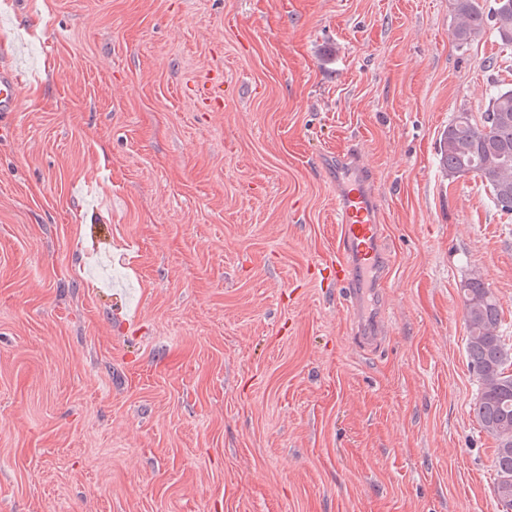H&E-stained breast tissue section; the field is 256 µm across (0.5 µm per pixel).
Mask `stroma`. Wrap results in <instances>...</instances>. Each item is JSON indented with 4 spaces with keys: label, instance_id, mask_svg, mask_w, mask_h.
I'll list each match as a JSON object with an SVG mask.
<instances>
[{
    "label": "stroma",
    "instance_id": "stroma-1",
    "mask_svg": "<svg viewBox=\"0 0 512 512\" xmlns=\"http://www.w3.org/2000/svg\"><path fill=\"white\" fill-rule=\"evenodd\" d=\"M454 24L449 0H0V512H501L460 286L482 274L512 345V216L437 142L512 52ZM348 147L391 256L369 348L322 170ZM21 98V82L17 71L8 66L0 67V115L17 112Z\"/></svg>",
    "mask_w": 512,
    "mask_h": 512
}]
</instances>
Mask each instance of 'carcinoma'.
Masks as SVG:
<instances>
[{
    "label": "carcinoma",
    "mask_w": 512,
    "mask_h": 512,
    "mask_svg": "<svg viewBox=\"0 0 512 512\" xmlns=\"http://www.w3.org/2000/svg\"><path fill=\"white\" fill-rule=\"evenodd\" d=\"M457 22L452 39L465 46L491 32L498 44L512 48V0H495L485 10L482 0H453ZM488 104L480 120L457 113L444 128L438 143V165L448 176L470 174L488 188L495 207L512 214V87L491 82L485 90ZM467 328L468 366L479 382L472 411L481 429L496 442L494 467L498 503L512 512V354L500 334L498 298L479 275L461 285Z\"/></svg>",
    "instance_id": "obj_1"
}]
</instances>
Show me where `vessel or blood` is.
Instances as JSON below:
<instances>
[{"label": "vessel or blood", "instance_id": "1", "mask_svg": "<svg viewBox=\"0 0 512 512\" xmlns=\"http://www.w3.org/2000/svg\"><path fill=\"white\" fill-rule=\"evenodd\" d=\"M21 82L14 68L0 67V114L17 111ZM335 189L336 283L344 290L346 302L361 311L389 275V254L384 241L380 209L371 190L367 170L360 166L354 150L338 153L328 170Z\"/></svg>", "mask_w": 512, "mask_h": 512}]
</instances>
